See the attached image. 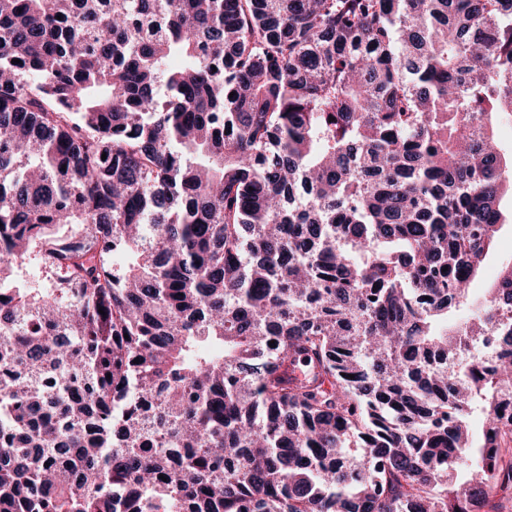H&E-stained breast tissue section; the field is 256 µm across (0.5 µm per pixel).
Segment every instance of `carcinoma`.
Listing matches in <instances>:
<instances>
[{
  "mask_svg": "<svg viewBox=\"0 0 512 512\" xmlns=\"http://www.w3.org/2000/svg\"><path fill=\"white\" fill-rule=\"evenodd\" d=\"M506 112L512 0H0V512H503ZM500 235L499 250L488 258L481 276L471 286L473 297L479 301L483 300L484 289L489 288L493 283L500 267L510 262L512 257V223L504 224Z\"/></svg>",
  "mask_w": 512,
  "mask_h": 512,
  "instance_id": "cac0c4a2",
  "label": "carcinoma"
}]
</instances>
